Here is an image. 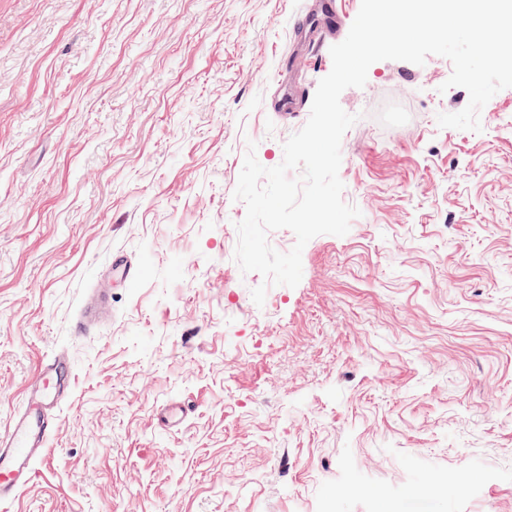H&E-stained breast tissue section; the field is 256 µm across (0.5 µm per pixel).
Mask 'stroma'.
Here are the masks:
<instances>
[{"mask_svg":"<svg viewBox=\"0 0 512 512\" xmlns=\"http://www.w3.org/2000/svg\"><path fill=\"white\" fill-rule=\"evenodd\" d=\"M310 7L0 0V431L44 355L71 391L5 512H512V88L442 128L448 59L372 64L340 96L349 233L260 306L234 259L247 150L279 165L309 114L273 100L332 68L280 66ZM116 252L140 274L75 335ZM112 317L110 295L107 289L90 288L73 319V331L83 336L92 328L108 322Z\"/></svg>","mask_w":512,"mask_h":512,"instance_id":"stroma-1","label":"stroma"}]
</instances>
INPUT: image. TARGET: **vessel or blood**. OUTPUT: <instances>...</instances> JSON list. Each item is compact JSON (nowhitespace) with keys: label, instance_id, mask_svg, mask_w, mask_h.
<instances>
[{"label":"vessel or blood","instance_id":"1","mask_svg":"<svg viewBox=\"0 0 512 512\" xmlns=\"http://www.w3.org/2000/svg\"><path fill=\"white\" fill-rule=\"evenodd\" d=\"M344 22L342 0H318L312 21L304 27V36L311 47L309 63L319 61L324 41L334 36ZM111 317L108 290L89 289L73 319V331L85 335ZM62 366L58 358L42 364L37 385L15 412L8 429L0 431V503L15 499L34 478V464L57 425L56 412L70 394Z\"/></svg>","mask_w":512,"mask_h":512}]
</instances>
